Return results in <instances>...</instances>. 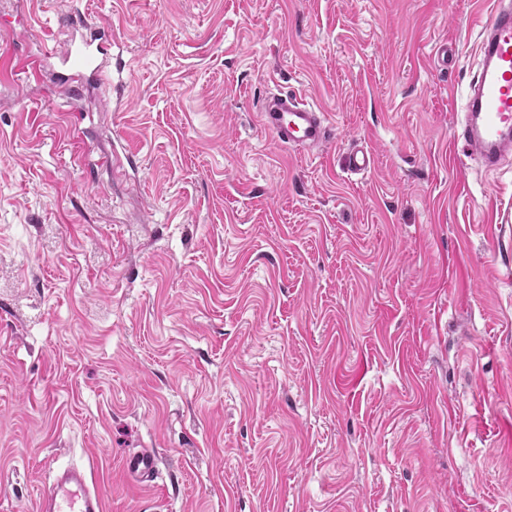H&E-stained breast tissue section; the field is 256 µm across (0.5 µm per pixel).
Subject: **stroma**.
Masks as SVG:
<instances>
[{
  "label": "stroma",
  "mask_w": 512,
  "mask_h": 512,
  "mask_svg": "<svg viewBox=\"0 0 512 512\" xmlns=\"http://www.w3.org/2000/svg\"><path fill=\"white\" fill-rule=\"evenodd\" d=\"M494 2L0 0V51L78 5L124 62L0 74V512L69 465L105 512H512V159L451 140ZM259 115L261 126L283 145L314 150L326 145L331 137L325 112L293 92L269 95ZM124 470L129 478L138 483L152 482L157 471V458L147 451L134 453L126 457Z\"/></svg>",
  "instance_id": "stroma-1"
}]
</instances>
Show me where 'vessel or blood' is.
<instances>
[{
  "label": "vessel or blood",
  "mask_w": 512,
  "mask_h": 512,
  "mask_svg": "<svg viewBox=\"0 0 512 512\" xmlns=\"http://www.w3.org/2000/svg\"><path fill=\"white\" fill-rule=\"evenodd\" d=\"M68 27L72 37L57 59L63 82L76 95L85 79L106 73L104 48L117 42L119 33L80 12L69 13ZM260 124L280 144L306 150L326 145L332 132L325 112L288 91L265 99ZM452 132L464 156L478 160L486 172H496L512 157V0H497L482 26L481 69L468 86ZM124 470L136 482H152L157 458L147 451L129 455ZM37 512H103L91 471L73 467L58 472L40 495Z\"/></svg>",
  "instance_id": "obj_1"
}]
</instances>
